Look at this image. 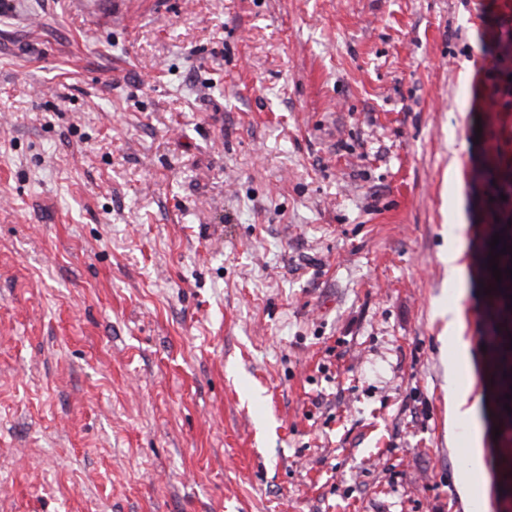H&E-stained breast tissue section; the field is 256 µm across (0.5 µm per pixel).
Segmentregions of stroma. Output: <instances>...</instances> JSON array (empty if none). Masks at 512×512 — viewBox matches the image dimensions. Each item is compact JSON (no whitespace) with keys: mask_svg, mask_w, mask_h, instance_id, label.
<instances>
[{"mask_svg":"<svg viewBox=\"0 0 512 512\" xmlns=\"http://www.w3.org/2000/svg\"><path fill=\"white\" fill-rule=\"evenodd\" d=\"M505 171L512 0H11L0 512H512ZM495 233L503 236V240H499L495 250H491L490 241ZM487 244L489 250L483 252L487 260L482 266L486 294L483 310L486 324L484 343L497 388V426L501 432L503 448L506 449L502 467L503 489L512 495V413L504 409L505 403H509L512 409V398H504L505 394L512 395V299L509 298L512 295V279L505 273L506 269H512V215H504L499 223L489 225ZM503 247H507V254H500ZM495 253H499V256H495ZM490 256H495V263H498V269L502 271L501 283H497L492 275V263H488ZM506 283H510V288L505 287ZM487 290H491V293H487ZM507 305H511V309H507ZM448 356L456 363L467 361L466 343L460 335V313L457 306H448Z\"/></svg>","mask_w":512,"mask_h":512,"instance_id":"stroma-1","label":"stroma"}]
</instances>
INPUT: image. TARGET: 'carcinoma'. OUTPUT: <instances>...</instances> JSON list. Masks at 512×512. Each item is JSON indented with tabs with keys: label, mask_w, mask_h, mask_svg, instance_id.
Segmentation results:
<instances>
[{
	"label": "carcinoma",
	"mask_w": 512,
	"mask_h": 512,
	"mask_svg": "<svg viewBox=\"0 0 512 512\" xmlns=\"http://www.w3.org/2000/svg\"><path fill=\"white\" fill-rule=\"evenodd\" d=\"M497 195L507 197V200L499 201V209L503 210L512 203L511 173L498 178ZM495 234L503 236V240L495 249L485 251L484 255L495 257L498 269L502 270V280L498 282L493 277L490 263L483 265V288L488 291L483 310L486 324L484 343L497 388V426L506 449L502 467L503 489L512 493V413L504 409L506 403L512 407V287H505L507 283L512 284V278L505 273V270L512 269V215H505L499 223L489 225L487 240H492ZM504 248L507 249L505 254L501 253ZM506 394L511 395V399H505Z\"/></svg>",
	"instance_id": "cac0c4a2"
}]
</instances>
